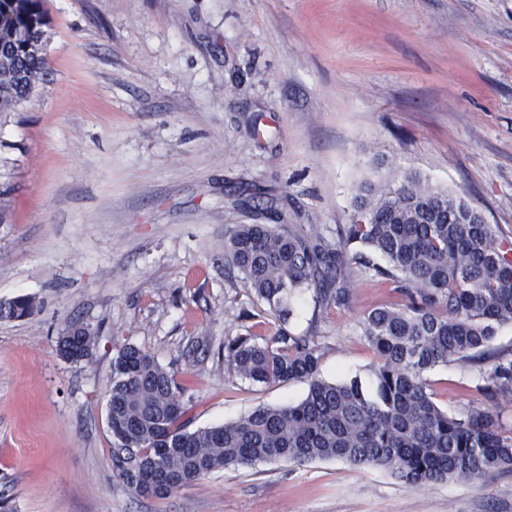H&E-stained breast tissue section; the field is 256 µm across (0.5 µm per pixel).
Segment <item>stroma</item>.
<instances>
[{"instance_id": "35a3bbf8", "label": "stroma", "mask_w": 512, "mask_h": 512, "mask_svg": "<svg viewBox=\"0 0 512 512\" xmlns=\"http://www.w3.org/2000/svg\"><path fill=\"white\" fill-rule=\"evenodd\" d=\"M48 80L0 112V512H512V470L408 486L338 460L221 469L164 499L122 480L107 427L117 346L174 367L192 428L304 399L306 383L229 376L250 302L224 260L234 224L348 223L351 188L415 170L512 240V0H45ZM355 274L349 307L298 296L292 332L320 375L371 382ZM99 329L90 362L57 338ZM493 361L427 373L438 405L512 430ZM87 333L83 323H75L66 330L63 336L67 340L60 346V355L70 362L84 361V357L78 358L77 356H85L92 351L91 343L84 337Z\"/></svg>"}]
</instances>
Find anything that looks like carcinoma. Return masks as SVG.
<instances>
[{"label":"carcinoma","instance_id":"carcinoma-1","mask_svg":"<svg viewBox=\"0 0 512 512\" xmlns=\"http://www.w3.org/2000/svg\"><path fill=\"white\" fill-rule=\"evenodd\" d=\"M46 24L44 0H0V112L44 76ZM371 252L387 266L374 264ZM224 258L250 300L279 320L267 337L251 325L225 338L227 373L261 384L306 381L307 396L190 431L177 370L122 345L112 359L108 427L120 476L136 494L166 498L216 470L277 461L341 460L408 485L512 469V433L481 408L462 418L448 414L424 378L441 364L480 361L498 328L512 324V242L456 195L416 172L364 182L349 223L336 225V240L315 226L302 234L286 224H235L224 234ZM353 265L398 298L359 320L378 356L370 387L356 376L321 379L314 337L287 328L298 292L312 293L327 314L348 308ZM509 390L506 356L485 391Z\"/></svg>","mask_w":512,"mask_h":512}]
</instances>
